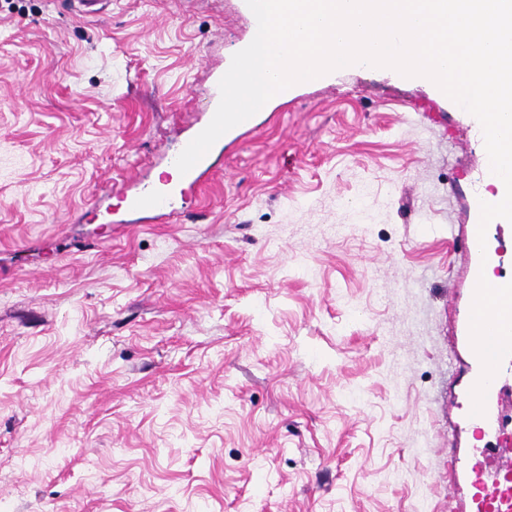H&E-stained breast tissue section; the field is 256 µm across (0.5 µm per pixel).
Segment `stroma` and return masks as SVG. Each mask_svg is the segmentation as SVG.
Here are the masks:
<instances>
[{"instance_id":"obj_1","label":"stroma","mask_w":512,"mask_h":512,"mask_svg":"<svg viewBox=\"0 0 512 512\" xmlns=\"http://www.w3.org/2000/svg\"><path fill=\"white\" fill-rule=\"evenodd\" d=\"M252 36L244 0H0L10 512H489L512 347L475 424L470 113L332 71L225 133L170 218L125 212Z\"/></svg>"}]
</instances>
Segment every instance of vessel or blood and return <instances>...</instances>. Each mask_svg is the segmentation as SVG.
I'll use <instances>...</instances> for the list:
<instances>
[{
    "label": "vessel or blood",
    "instance_id": "vessel-or-blood-1",
    "mask_svg": "<svg viewBox=\"0 0 512 512\" xmlns=\"http://www.w3.org/2000/svg\"><path fill=\"white\" fill-rule=\"evenodd\" d=\"M213 169L211 156H204L189 172L175 184L161 187H146L124 198L126 210L148 213L155 217H167L173 212V200L184 186L202 187ZM471 208L476 221L469 231L451 234L452 243L461 250L476 256L485 237V228L490 224L512 222V214L483 205L479 198H472ZM483 295L482 302L473 310L472 318L478 328L475 345L486 356H493L499 345L512 343V283L501 281L492 286L477 284Z\"/></svg>",
    "mask_w": 512,
    "mask_h": 512
}]
</instances>
